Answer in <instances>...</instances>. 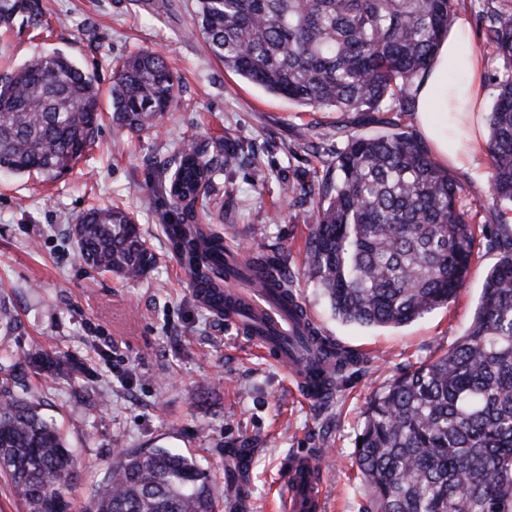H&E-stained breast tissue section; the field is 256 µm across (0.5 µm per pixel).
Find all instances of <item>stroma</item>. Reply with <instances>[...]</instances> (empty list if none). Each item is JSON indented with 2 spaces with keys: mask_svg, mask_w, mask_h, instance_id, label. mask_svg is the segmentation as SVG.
Instances as JSON below:
<instances>
[{
  "mask_svg": "<svg viewBox=\"0 0 512 512\" xmlns=\"http://www.w3.org/2000/svg\"><path fill=\"white\" fill-rule=\"evenodd\" d=\"M44 28L15 25L0 36V67L35 53L63 52L94 70L101 89L112 84V60L139 48L160 51L180 79L182 94L156 128L139 133L103 121L80 163L54 181L38 173L0 174V301L10 326L0 325V392L38 406L58 425L74 455L64 492L71 512H83L117 449L165 447L195 456L209 474L223 512H274L287 461L316 457L324 512H363L367 500L351 465L354 439L369 396L428 358L447 351L470 324L486 273L501 251L481 238L466 285L447 307L402 327L342 322L304 273L312 205L291 184L307 186L322 161L349 134L386 131L378 114L310 112L225 71L194 28V0H42ZM464 46L486 69L483 17L512 14V0H465ZM207 152L238 150L209 194L222 204L212 218L197 215L232 252L258 246L292 281L321 335L364 359L319 404L303 401L289 370L196 299L188 269L162 226L175 209L157 193L156 170L185 143ZM259 160L265 178L251 165ZM491 160L481 153L468 168H451L476 224L497 227L488 199ZM119 205L133 212L158 263L123 280L87 267L71 226L84 210ZM41 351L71 363L53 377L31 368Z\"/></svg>",
  "mask_w": 512,
  "mask_h": 512,
  "instance_id": "stroma-1",
  "label": "stroma"
}]
</instances>
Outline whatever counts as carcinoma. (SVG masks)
I'll return each mask as SVG.
<instances>
[{
  "mask_svg": "<svg viewBox=\"0 0 512 512\" xmlns=\"http://www.w3.org/2000/svg\"><path fill=\"white\" fill-rule=\"evenodd\" d=\"M457 0H196L193 22L229 71L311 112H390L391 133L350 135L327 163L318 188L305 270L343 322L407 325L446 307L470 272L476 227L448 169L401 130L408 91L423 78L456 19ZM44 24L41 0H0V30ZM483 45L507 68L487 75L495 88L487 116L492 173L488 196L512 212V16H490ZM178 79L161 54L138 49L113 62L111 118L142 132L177 104ZM97 76L62 52L37 54L0 71V171H36L55 180L72 169L99 130ZM233 151L208 157L182 149L156 187L190 198L164 225L190 272L196 299L224 304V236L194 223ZM91 268L123 279L146 274L155 256L134 216L92 207L71 227ZM487 272L472 322L443 354L394 379L364 410L352 465L366 512H512V238ZM248 266L295 316L305 360L341 376L360 360L302 319L289 280L261 258ZM28 363L56 373L68 365L33 353ZM72 451L37 407L0 393V474L27 512H69L63 488ZM85 512H219L195 459L168 448L119 449Z\"/></svg>",
  "mask_w": 512,
  "mask_h": 512,
  "instance_id": "cac0c4a2",
  "label": "carcinoma"
}]
</instances>
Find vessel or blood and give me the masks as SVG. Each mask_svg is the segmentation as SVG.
<instances>
[{
    "mask_svg": "<svg viewBox=\"0 0 512 512\" xmlns=\"http://www.w3.org/2000/svg\"><path fill=\"white\" fill-rule=\"evenodd\" d=\"M226 320L245 329L253 343L288 367L296 393L305 401L318 403L329 386L298 362L288 344V313L269 300L267 292L256 291L243 297L239 308L225 312ZM279 512H323L324 493L316 462L309 456L291 459L286 466L285 491Z\"/></svg>",
    "mask_w": 512,
    "mask_h": 512,
    "instance_id": "obj_1",
    "label": "vessel or blood"
}]
</instances>
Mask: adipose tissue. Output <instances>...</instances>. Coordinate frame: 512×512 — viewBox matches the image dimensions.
<instances>
[{"label":"adipose tissue","mask_w":512,"mask_h":512,"mask_svg":"<svg viewBox=\"0 0 512 512\" xmlns=\"http://www.w3.org/2000/svg\"><path fill=\"white\" fill-rule=\"evenodd\" d=\"M468 24L457 17L423 81L412 89L420 136L439 161L473 162L483 141L484 90L477 57L463 54Z\"/></svg>","instance_id":"ef3b65f1"}]
</instances>
